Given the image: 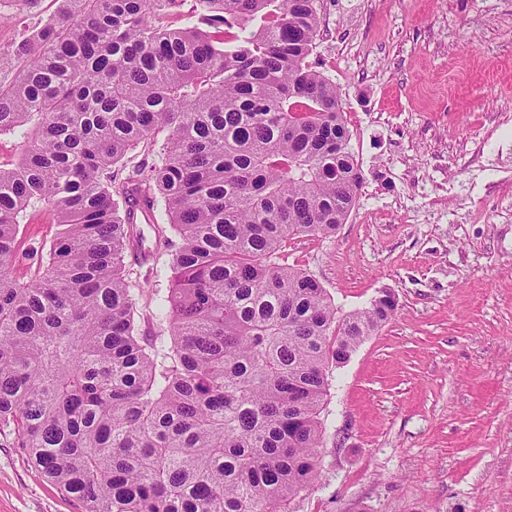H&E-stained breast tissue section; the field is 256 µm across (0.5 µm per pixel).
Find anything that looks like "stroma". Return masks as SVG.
Segmentation results:
<instances>
[{
    "instance_id": "stroma-1",
    "label": "stroma",
    "mask_w": 512,
    "mask_h": 512,
    "mask_svg": "<svg viewBox=\"0 0 512 512\" xmlns=\"http://www.w3.org/2000/svg\"><path fill=\"white\" fill-rule=\"evenodd\" d=\"M310 57L339 88L359 200L291 265L340 313L393 319L333 369L322 477L292 512H512V0H322ZM127 259L157 336L169 257ZM0 512H82L0 443Z\"/></svg>"
}]
</instances>
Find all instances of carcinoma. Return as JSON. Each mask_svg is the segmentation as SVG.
Listing matches in <instances>:
<instances>
[{
  "instance_id": "cac0c4a2",
  "label": "carcinoma",
  "mask_w": 512,
  "mask_h": 512,
  "mask_svg": "<svg viewBox=\"0 0 512 512\" xmlns=\"http://www.w3.org/2000/svg\"><path fill=\"white\" fill-rule=\"evenodd\" d=\"M55 2L0 51L22 146L0 162V436L83 512H290L321 476L332 370L396 310L384 291L340 316L284 258L363 180L309 62L320 0H194L179 28L184 0ZM45 207L49 247L20 251ZM140 214L171 256L168 346L135 326Z\"/></svg>"
}]
</instances>
